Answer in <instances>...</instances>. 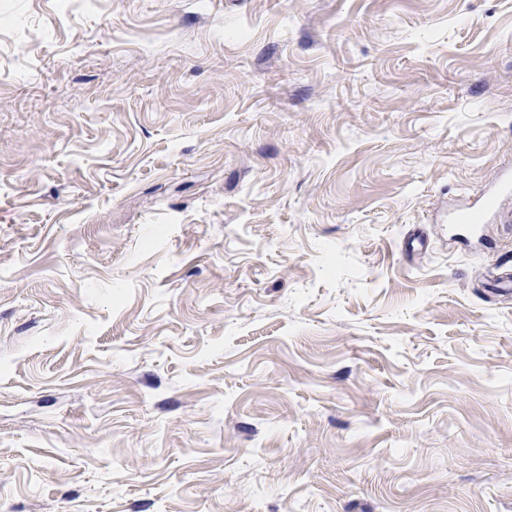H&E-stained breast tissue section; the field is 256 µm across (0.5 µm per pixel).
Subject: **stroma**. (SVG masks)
Returning a JSON list of instances; mask_svg holds the SVG:
<instances>
[{"mask_svg":"<svg viewBox=\"0 0 512 512\" xmlns=\"http://www.w3.org/2000/svg\"><path fill=\"white\" fill-rule=\"evenodd\" d=\"M512 0H0V512H512Z\"/></svg>","mask_w":512,"mask_h":512,"instance_id":"1","label":"stroma"}]
</instances>
